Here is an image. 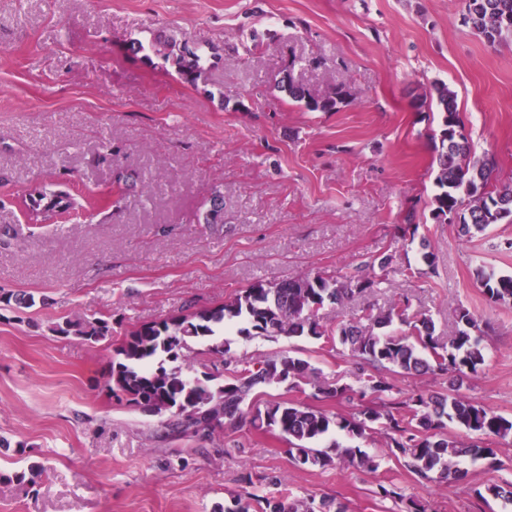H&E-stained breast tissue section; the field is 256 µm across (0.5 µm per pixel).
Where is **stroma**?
Wrapping results in <instances>:
<instances>
[{
    "mask_svg": "<svg viewBox=\"0 0 512 512\" xmlns=\"http://www.w3.org/2000/svg\"><path fill=\"white\" fill-rule=\"evenodd\" d=\"M461 0H0V290L33 295L0 306V471L44 463L37 488L0 483V512H218L252 474L262 496L333 499L348 512H401L380 483L428 512H501L476 490L512 484V444L469 465L466 482L415 478L381 441L362 443L375 470L291 464L282 440L244 424L210 439L161 442L160 417L118 405L104 381L125 334L141 324L224 302L255 281L316 273L338 278L391 256L386 284L320 320L408 297L440 336L463 306L490 320L486 362L463 388L512 415V305L490 303L477 265L512 274V223L471 238L433 219L437 82L457 93L474 156L512 183V43L491 46L461 20ZM147 43L133 53L131 40ZM215 47L203 87L162 52ZM324 95L310 112L280 91L284 73ZM118 152L97 164L102 139ZM145 170L146 202L30 223L20 202L35 182L66 176L73 192L107 196L117 171ZM224 219L205 223L213 195ZM416 225L415 242L395 228ZM431 274L410 273L420 240ZM108 317L112 337L54 335L56 322ZM256 359H312L353 381L345 357L306 337L245 340Z\"/></svg>",
    "mask_w": 512,
    "mask_h": 512,
    "instance_id": "1",
    "label": "stroma"
}]
</instances>
